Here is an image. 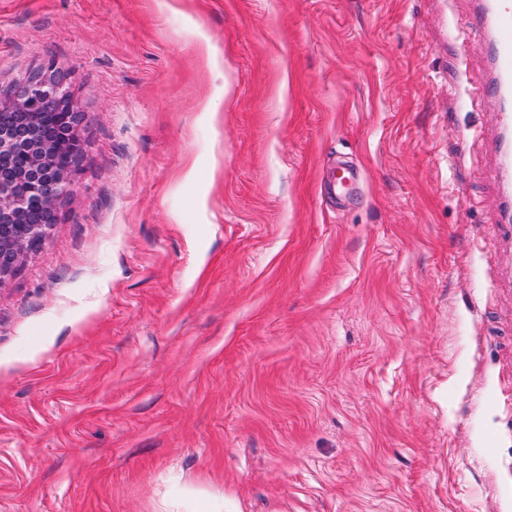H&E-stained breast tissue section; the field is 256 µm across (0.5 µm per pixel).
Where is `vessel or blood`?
I'll return each mask as SVG.
<instances>
[{
  "label": "vessel or blood",
  "mask_w": 512,
  "mask_h": 512,
  "mask_svg": "<svg viewBox=\"0 0 512 512\" xmlns=\"http://www.w3.org/2000/svg\"><path fill=\"white\" fill-rule=\"evenodd\" d=\"M471 23L491 36L492 76L484 84L483 94L498 105L500 179L508 186L512 184V0H476Z\"/></svg>",
  "instance_id": "vessel-or-blood-1"
}]
</instances>
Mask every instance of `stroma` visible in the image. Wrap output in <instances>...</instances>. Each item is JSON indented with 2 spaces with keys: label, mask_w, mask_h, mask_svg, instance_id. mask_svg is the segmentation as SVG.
<instances>
[{
  "label": "stroma",
  "mask_w": 512,
  "mask_h": 512,
  "mask_svg": "<svg viewBox=\"0 0 512 512\" xmlns=\"http://www.w3.org/2000/svg\"><path fill=\"white\" fill-rule=\"evenodd\" d=\"M474 8L0 0V92L55 66L86 143L0 289V512H512Z\"/></svg>",
  "instance_id": "obj_1"
}]
</instances>
